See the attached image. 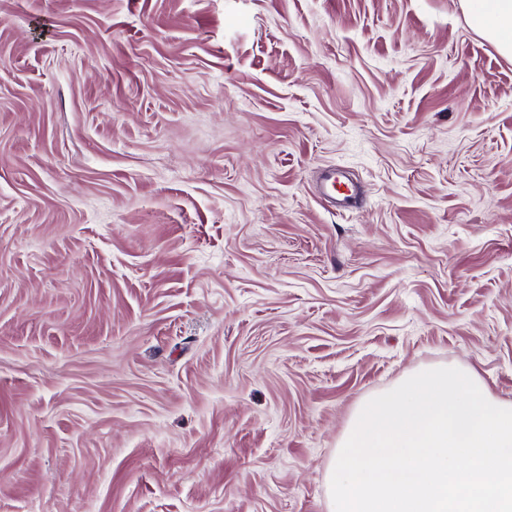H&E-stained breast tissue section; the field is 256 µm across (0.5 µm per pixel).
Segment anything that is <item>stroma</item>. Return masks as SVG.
Listing matches in <instances>:
<instances>
[{
    "label": "stroma",
    "instance_id": "stroma-1",
    "mask_svg": "<svg viewBox=\"0 0 512 512\" xmlns=\"http://www.w3.org/2000/svg\"><path fill=\"white\" fill-rule=\"evenodd\" d=\"M435 364L512 400V59L459 0H0V512H326ZM320 194L337 203L341 210L356 207L358 188L351 182L342 167H331L323 172L320 182Z\"/></svg>",
    "mask_w": 512,
    "mask_h": 512
}]
</instances>
